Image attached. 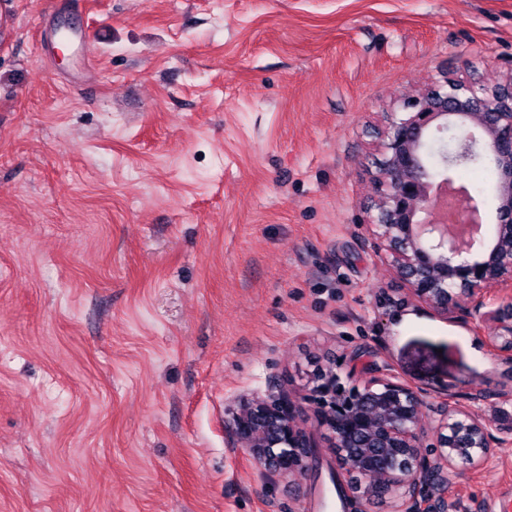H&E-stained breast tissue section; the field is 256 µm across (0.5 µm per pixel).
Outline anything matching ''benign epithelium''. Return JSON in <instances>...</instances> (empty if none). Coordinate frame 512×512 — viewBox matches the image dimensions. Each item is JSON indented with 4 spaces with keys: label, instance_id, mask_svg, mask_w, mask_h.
<instances>
[{
    "label": "benign epithelium",
    "instance_id": "1",
    "mask_svg": "<svg viewBox=\"0 0 512 512\" xmlns=\"http://www.w3.org/2000/svg\"><path fill=\"white\" fill-rule=\"evenodd\" d=\"M404 108L382 131L372 175L370 246L397 283L380 308L417 301L458 318L487 337L491 354L512 373V78L492 89L436 82ZM477 160L498 174L497 224L487 236L481 202L464 187L458 204L469 231L435 216V190L452 189L455 170ZM378 354L355 349L342 375L318 363L306 385L349 496L359 504L389 499L391 512H448V470L459 461L479 467L494 449L512 445V386L462 398L427 392L378 363ZM225 415L226 429L266 474L302 477L313 442L288 394L241 398Z\"/></svg>",
    "mask_w": 512,
    "mask_h": 512
}]
</instances>
